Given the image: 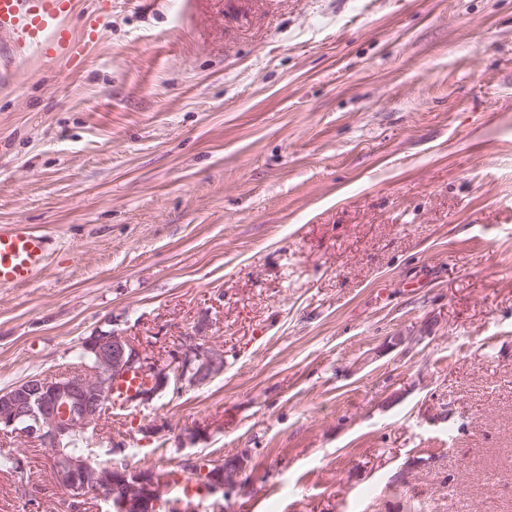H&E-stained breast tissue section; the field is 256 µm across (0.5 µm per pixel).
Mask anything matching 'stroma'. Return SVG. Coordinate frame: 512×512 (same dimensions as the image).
Listing matches in <instances>:
<instances>
[{"label":"stroma","instance_id":"1","mask_svg":"<svg viewBox=\"0 0 512 512\" xmlns=\"http://www.w3.org/2000/svg\"><path fill=\"white\" fill-rule=\"evenodd\" d=\"M1 224L52 242L0 389L99 328L224 349L99 457H246L222 512H512V0H112L80 66L0 82ZM4 446L0 512H68Z\"/></svg>","mask_w":512,"mask_h":512}]
</instances>
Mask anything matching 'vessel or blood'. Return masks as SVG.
<instances>
[{"instance_id": "vessel-or-blood-1", "label": "vessel or blood", "mask_w": 512, "mask_h": 512, "mask_svg": "<svg viewBox=\"0 0 512 512\" xmlns=\"http://www.w3.org/2000/svg\"><path fill=\"white\" fill-rule=\"evenodd\" d=\"M77 0H0V71L15 69L34 57H53L81 63L90 45L104 32L107 0L74 35L66 20ZM50 241L23 224L0 227V287L25 286L35 282L45 268Z\"/></svg>"}]
</instances>
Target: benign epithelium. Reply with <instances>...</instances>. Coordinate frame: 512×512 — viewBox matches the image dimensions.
<instances>
[{"instance_id": "obj_1", "label": "benign epithelium", "mask_w": 512, "mask_h": 512, "mask_svg": "<svg viewBox=\"0 0 512 512\" xmlns=\"http://www.w3.org/2000/svg\"><path fill=\"white\" fill-rule=\"evenodd\" d=\"M82 347L92 355V364L61 376L32 377L0 390L1 436L35 442L57 452L99 424L113 387L130 376L144 382L131 396L133 404L153 399L170 384L178 389L201 387L224 371V350L196 333L184 336L163 360L148 356L145 349L114 329L94 331L82 339ZM185 466L193 473L203 472L214 496H228L243 485L244 464L229 475L215 461L203 467L195 458ZM54 481L76 505L94 497L111 504L112 512H155L168 492V478L163 473L98 469L90 454L67 458L55 468Z\"/></svg>"}]
</instances>
